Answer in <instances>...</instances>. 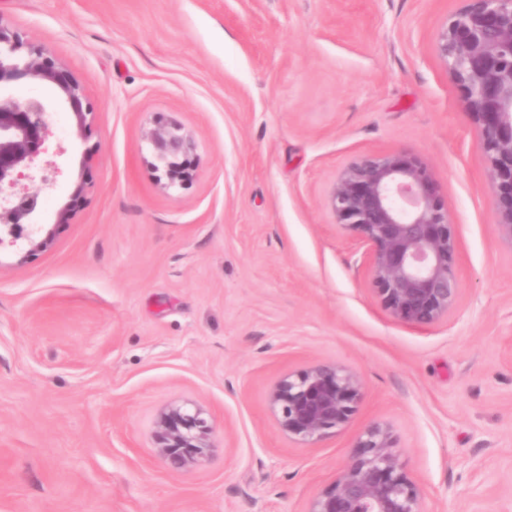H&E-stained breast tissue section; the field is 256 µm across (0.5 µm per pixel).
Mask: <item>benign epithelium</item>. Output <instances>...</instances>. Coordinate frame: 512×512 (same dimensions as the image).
<instances>
[{"mask_svg":"<svg viewBox=\"0 0 512 512\" xmlns=\"http://www.w3.org/2000/svg\"><path fill=\"white\" fill-rule=\"evenodd\" d=\"M437 51L478 127L477 150L490 168L498 230L512 241V0H467L439 32ZM20 80L54 87L72 114L75 135H86L92 112L82 86L43 49L0 24V88ZM52 121L43 101L19 102L0 93V227L11 237L0 236V246L25 242L23 261L53 241L52 232L35 221L39 194L28 187L35 180L47 188L55 183L58 168L46 158ZM147 142L165 187L189 181L195 143L181 126L159 122ZM82 191L80 184L58 207L54 223H69ZM329 205L336 223L356 232L375 290L396 319L427 326L455 308L457 241L422 161L395 153L362 155L338 176ZM361 398L357 375L332 363L290 373L269 393L280 429L304 445L345 427ZM209 434L201 410L170 407L158 417L156 452L172 468H188L208 455ZM309 512H424L423 496L403 472L388 429L373 426L356 438L350 462Z\"/></svg>","mask_w":512,"mask_h":512,"instance_id":"7a95c632","label":"benign epithelium"}]
</instances>
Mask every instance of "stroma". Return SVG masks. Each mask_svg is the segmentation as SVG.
Wrapping results in <instances>:
<instances>
[{
    "label": "stroma",
    "instance_id": "1",
    "mask_svg": "<svg viewBox=\"0 0 512 512\" xmlns=\"http://www.w3.org/2000/svg\"><path fill=\"white\" fill-rule=\"evenodd\" d=\"M465 6L0 0L93 110L83 139L53 114L51 246L0 247V512H308L374 424L426 512H512V243L435 49ZM160 119L195 140L180 188L151 165ZM394 152L433 173L458 245V304L427 327L382 305L329 206L345 167ZM318 362L355 373L362 399L302 445L268 395ZM170 405L202 409L200 465L156 453Z\"/></svg>",
    "mask_w": 512,
    "mask_h": 512
}]
</instances>
